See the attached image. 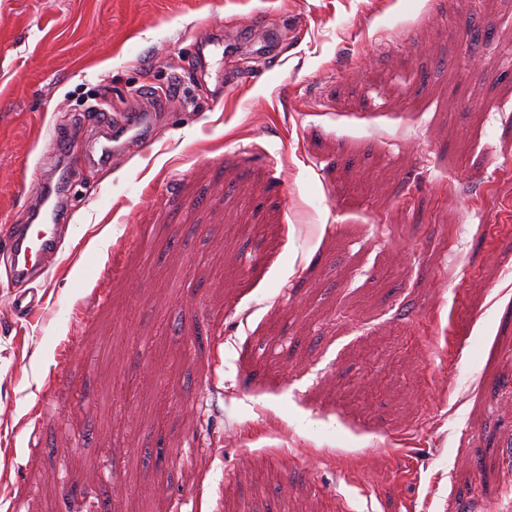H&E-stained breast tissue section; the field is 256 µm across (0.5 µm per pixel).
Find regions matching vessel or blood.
Instances as JSON below:
<instances>
[{
  "label": "vessel or blood",
  "instance_id": "b4317fda",
  "mask_svg": "<svg viewBox=\"0 0 512 512\" xmlns=\"http://www.w3.org/2000/svg\"><path fill=\"white\" fill-rule=\"evenodd\" d=\"M155 116L153 107L123 113L118 123L108 129L93 151L99 163L108 164L128 153H142L152 147ZM33 219L28 224L7 228L10 253L9 273L18 290L12 299L15 311L29 315L40 310L43 298L29 289V282L47 264L53 263L60 250L57 224L61 211L59 191L44 183L38 189Z\"/></svg>",
  "mask_w": 512,
  "mask_h": 512
}]
</instances>
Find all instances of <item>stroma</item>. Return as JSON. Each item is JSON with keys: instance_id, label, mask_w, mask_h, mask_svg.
<instances>
[{"instance_id": "stroma-1", "label": "stroma", "mask_w": 512, "mask_h": 512, "mask_svg": "<svg viewBox=\"0 0 512 512\" xmlns=\"http://www.w3.org/2000/svg\"><path fill=\"white\" fill-rule=\"evenodd\" d=\"M142 89L156 143L90 165ZM42 181L0 512H504L512 0H0V237ZM33 219L30 224L8 225L10 253L9 273L21 287L36 273L53 263L60 250L59 224L61 196L52 185L44 182L38 189ZM12 307L15 311L28 316L40 310L44 304L43 297H38L32 288H19L12 299Z\"/></svg>"}]
</instances>
